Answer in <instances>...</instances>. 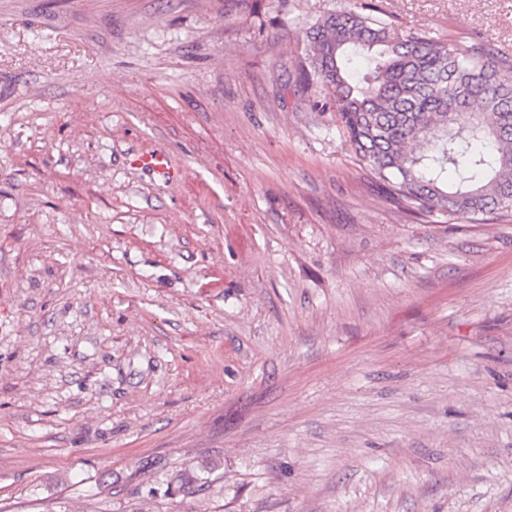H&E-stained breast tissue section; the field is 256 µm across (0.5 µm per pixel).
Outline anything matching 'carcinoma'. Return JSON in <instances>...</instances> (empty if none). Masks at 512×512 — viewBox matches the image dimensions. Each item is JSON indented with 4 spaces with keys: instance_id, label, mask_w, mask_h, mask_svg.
Segmentation results:
<instances>
[{
    "instance_id": "cac0c4a2",
    "label": "carcinoma",
    "mask_w": 512,
    "mask_h": 512,
    "mask_svg": "<svg viewBox=\"0 0 512 512\" xmlns=\"http://www.w3.org/2000/svg\"><path fill=\"white\" fill-rule=\"evenodd\" d=\"M306 79L328 90L358 161L406 209L512 218V61L475 41L392 36L338 10L310 28Z\"/></svg>"
}]
</instances>
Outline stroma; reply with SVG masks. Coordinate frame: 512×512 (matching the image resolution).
<instances>
[{"label":"stroma","instance_id":"stroma-1","mask_svg":"<svg viewBox=\"0 0 512 512\" xmlns=\"http://www.w3.org/2000/svg\"><path fill=\"white\" fill-rule=\"evenodd\" d=\"M339 9L512 59V0H0V512H512V219L360 165Z\"/></svg>","mask_w":512,"mask_h":512}]
</instances>
